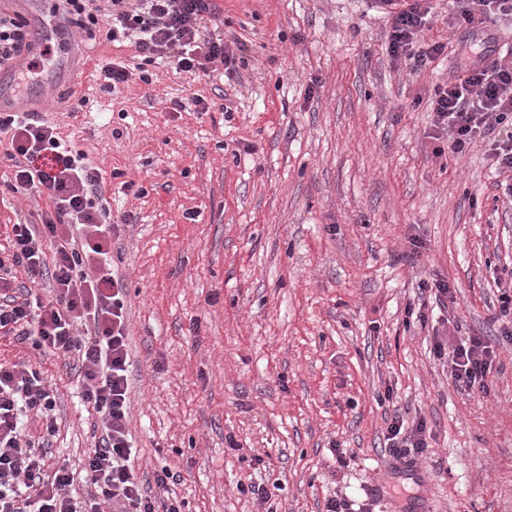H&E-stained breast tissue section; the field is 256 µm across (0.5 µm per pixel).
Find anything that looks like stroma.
Returning <instances> with one entry per match:
<instances>
[{
	"mask_svg": "<svg viewBox=\"0 0 512 512\" xmlns=\"http://www.w3.org/2000/svg\"><path fill=\"white\" fill-rule=\"evenodd\" d=\"M236 53L227 78L150 66L151 84L117 93L21 90L104 177L113 216L112 273L126 289L129 431L136 477L183 512H265L247 492L271 488L275 512H512V340L498 320L512 283V197L486 162L437 133L430 100L462 56H497L493 36L457 26L455 0H430L418 70L388 52L376 0H217ZM129 46L80 33L46 66L93 69ZM202 95L205 112L173 100ZM33 193L0 192V259L11 227L41 223ZM456 295L440 309L428 286ZM497 345L488 395L458 388L434 351L444 321ZM0 363L43 372L55 396L46 471L67 465L85 498L99 440L76 358L0 335ZM425 421L416 463L389 456L386 428ZM262 457L264 467L252 466ZM177 479L156 488L153 473Z\"/></svg>",
	"mask_w": 512,
	"mask_h": 512,
	"instance_id": "obj_1",
	"label": "stroma"
}]
</instances>
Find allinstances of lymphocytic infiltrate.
Instances as JSON below:
<instances>
[{"instance_id":"1","label":"lymphocytic infiltrate","mask_w":512,"mask_h":512,"mask_svg":"<svg viewBox=\"0 0 512 512\" xmlns=\"http://www.w3.org/2000/svg\"><path fill=\"white\" fill-rule=\"evenodd\" d=\"M390 18L389 51L394 58L422 67L441 54L432 44L419 53L411 47L420 36L426 0H378ZM54 11L87 36L102 32L111 42L129 43L139 62L102 61L96 77L102 90L120 91L132 80L149 82L148 66L169 63L195 77L210 75L214 64L233 69L235 55L223 36L211 31L218 18L215 0H54ZM512 20V0H459L458 25L480 30ZM33 54L25 24L0 14V66L26 59L25 75L35 79L42 56ZM437 130L446 132L453 152H463L477 138L504 132L494 141L487 162L496 172L512 173V62L483 59L461 65L456 76L438 87L431 100ZM0 152L12 162L7 183L15 193L35 192L49 202L41 225L11 228V259L0 260V333L42 352L78 358L82 400L101 430L97 448L85 463L90 486L85 505L67 490L73 477L67 467L44 476V451L25 438L23 413L46 417L54 399L42 374L33 368L0 365V512H182L181 502L157 503L130 466L128 352L125 290L112 274V210L103 193V176L86 155L35 112H0ZM53 255H46V246ZM28 274L50 270L54 294H11V266ZM85 327L77 335V327ZM448 360L455 383L468 391L487 392L496 352L482 336L452 337ZM387 451L397 459L416 460L427 453V426L405 430L400 419L387 427Z\"/></svg>"}]
</instances>
